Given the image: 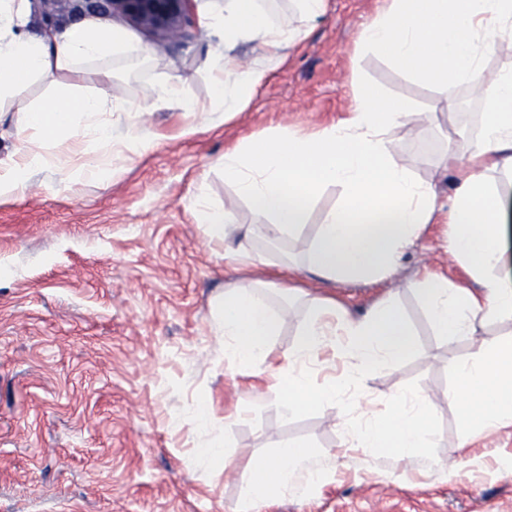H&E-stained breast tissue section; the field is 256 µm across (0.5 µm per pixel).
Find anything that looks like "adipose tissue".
I'll return each instance as SVG.
<instances>
[{
    "mask_svg": "<svg viewBox=\"0 0 512 512\" xmlns=\"http://www.w3.org/2000/svg\"><path fill=\"white\" fill-rule=\"evenodd\" d=\"M263 3L226 0L222 10L207 16L218 42L251 35L266 48L260 63L234 70L230 81L224 74L233 70L231 61L212 58V111H241L269 72L284 62L286 49L303 37L300 28L273 21ZM30 13V0H0V116L12 115L25 141L0 158V205L14 201L28 178L52 165L66 184L111 176V166L84 163L91 148L103 146L123 158L154 146L149 138L113 137L112 115L123 106L106 92L114 60L144 59V47L125 31L92 22L35 31ZM360 46L409 69L450 106L459 85L483 86L477 144H462L444 160L456 178L448 205H438L433 188L401 164L399 145L391 137L398 124L417 130V113L365 84L355 90L349 117L317 135L291 133L226 151L224 179L260 217L258 232L270 240L298 232L324 187L341 189L339 203L326 213L299 267L320 282L383 278L424 225L446 213L453 252L482 288L473 292L428 276L418 281L417 292L440 335H475L480 320L512 317V281L497 274L504 256L503 210L498 188L490 183L491 173L512 170V69L491 74L484 63L490 54L512 51V0H389L362 33ZM46 79L53 82L50 97H26L29 85ZM299 268L282 263L275 281L260 279L225 291L215 313L225 361L237 374L251 377V390L273 394L285 413L349 404L362 418L346 432L351 447L373 455L388 448L407 455L430 447L429 404L421 394L397 392L391 398L394 413L385 420L346 397L351 386L414 349L395 294L384 296L363 316L342 310L334 297L311 298L299 324V341L282 362L267 361L281 321L269 295L277 287L291 293L290 280ZM322 354L340 360L346 370L319 384L315 366ZM453 368L459 383L449 398L472 434L512 421V338L474 345L470 359ZM311 457L307 446L289 443L271 459L251 463L246 512L320 484L325 473L310 466Z\"/></svg>",
    "mask_w": 512,
    "mask_h": 512,
    "instance_id": "obj_1",
    "label": "adipose tissue"
}]
</instances>
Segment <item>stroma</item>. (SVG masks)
<instances>
[{"label":"stroma","instance_id":"obj_1","mask_svg":"<svg viewBox=\"0 0 512 512\" xmlns=\"http://www.w3.org/2000/svg\"><path fill=\"white\" fill-rule=\"evenodd\" d=\"M385 0H328L302 21L304 37L240 112L213 119L208 68L216 47L201 7L177 40L154 37L121 17L122 29L148 52L118 60L109 93L125 109L112 117L116 137H150L149 152L116 163L105 181L73 185L52 171L32 176L0 206V512H238L249 464L278 444L305 443L325 481L263 512H512V424L471 436L448 398L453 361L473 341L512 338V318L478 324L475 339L440 335L414 291L424 275L474 287L449 250L445 219L426 225L400 264L380 280L328 284L350 314H366L396 292L415 341L410 355L376 372L357 395L375 415L390 416L400 389L430 406V447L409 456L369 455L344 445V405L285 414L269 395L245 392L224 361L213 318L227 288L266 278L283 256L303 260L338 188L317 197L307 224L278 242L249 243L252 264L226 261L194 214L205 199L230 208L238 223L258 217L225 182V149L260 143L276 132L315 134L347 117L363 83L408 104L420 133L393 136L402 164L429 183L439 202L453 194L443 156L477 141L483 89L465 83L447 110L433 87L378 54L362 51V31ZM186 81L194 110L158 101L153 91ZM282 322L267 359L280 361L299 339L304 301L275 300ZM227 443L226 469L193 460L201 433Z\"/></svg>","mask_w":512,"mask_h":512}]
</instances>
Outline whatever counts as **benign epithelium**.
<instances>
[{
	"instance_id": "benign-epithelium-1",
	"label": "benign epithelium",
	"mask_w": 512,
	"mask_h": 512,
	"mask_svg": "<svg viewBox=\"0 0 512 512\" xmlns=\"http://www.w3.org/2000/svg\"><path fill=\"white\" fill-rule=\"evenodd\" d=\"M191 0H73L74 9L122 16L162 38L182 37L191 26Z\"/></svg>"
}]
</instances>
